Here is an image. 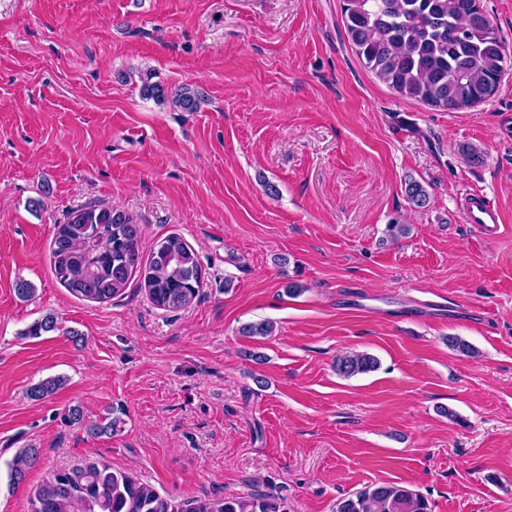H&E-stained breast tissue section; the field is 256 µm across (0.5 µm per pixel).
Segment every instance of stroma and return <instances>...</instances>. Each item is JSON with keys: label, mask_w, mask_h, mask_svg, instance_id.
<instances>
[{"label": "stroma", "mask_w": 512, "mask_h": 512, "mask_svg": "<svg viewBox=\"0 0 512 512\" xmlns=\"http://www.w3.org/2000/svg\"><path fill=\"white\" fill-rule=\"evenodd\" d=\"M341 6L0 0V512L87 461L179 503L267 486L292 512H336L395 482L433 512H512V69L472 108L400 98ZM145 68L205 103L142 97ZM411 177L426 208L406 200ZM472 190L503 214L493 242L462 219ZM94 205L131 215L143 251L170 235L195 249L190 306L154 307L136 276L107 302L56 280V225ZM395 220L410 232L393 242ZM48 314L56 330L29 336ZM260 320L271 336L240 335ZM346 351L379 369L338 376ZM108 417L113 434L87 433ZM28 447L39 459L12 485ZM38 459V449L24 448L10 464V482L19 484L24 477L25 467L35 463Z\"/></svg>", "instance_id": "35a3bbf8"}]
</instances>
